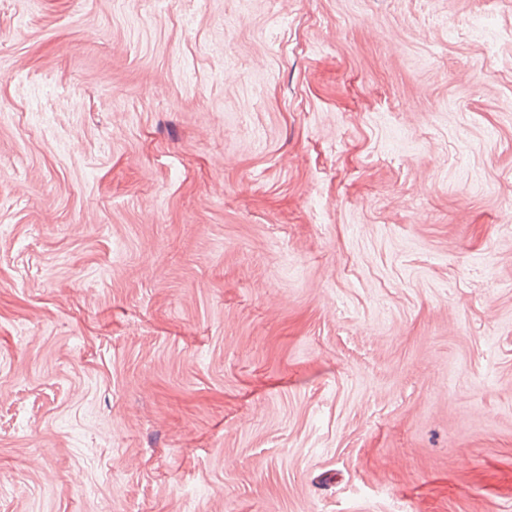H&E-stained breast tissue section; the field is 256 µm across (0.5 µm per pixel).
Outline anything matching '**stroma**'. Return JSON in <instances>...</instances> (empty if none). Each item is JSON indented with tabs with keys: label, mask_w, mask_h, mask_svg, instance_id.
Returning <instances> with one entry per match:
<instances>
[{
	"label": "stroma",
	"mask_w": 512,
	"mask_h": 512,
	"mask_svg": "<svg viewBox=\"0 0 512 512\" xmlns=\"http://www.w3.org/2000/svg\"><path fill=\"white\" fill-rule=\"evenodd\" d=\"M512 512V0H0V512Z\"/></svg>",
	"instance_id": "35a3bbf8"
}]
</instances>
